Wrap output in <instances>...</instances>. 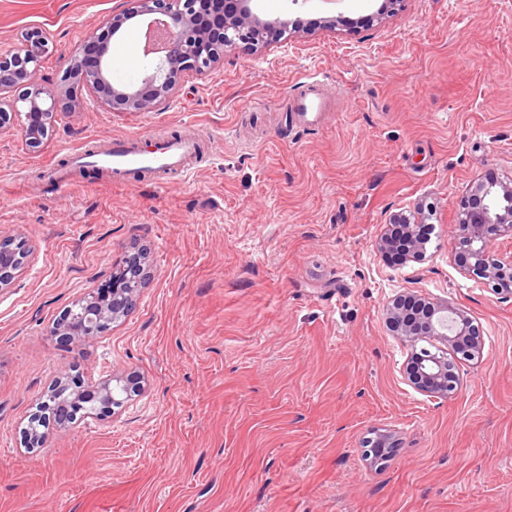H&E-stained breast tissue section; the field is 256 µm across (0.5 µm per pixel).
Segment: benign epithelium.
<instances>
[{
  "label": "benign epithelium",
  "instance_id": "1",
  "mask_svg": "<svg viewBox=\"0 0 512 512\" xmlns=\"http://www.w3.org/2000/svg\"><path fill=\"white\" fill-rule=\"evenodd\" d=\"M134 6L113 14L106 28L88 37L78 55L69 62L57 90L43 87L38 80L41 59L48 51V37L39 28L28 30L20 46L0 51V131L21 122L25 143L32 149L42 146L58 112L68 108L72 89L81 86L98 101L114 109L151 112L162 105L187 72L202 74L224 59V54L243 44L256 47L279 42L285 35L300 32L299 24L286 18L267 20L253 11L252 0H133ZM150 17L148 27L165 30L164 55L154 60L136 87L112 83L108 60L109 43L123 25L138 17ZM16 91L17 97L5 94ZM454 248L456 264L465 274L486 281L491 291L512 298V251L496 253L492 246L500 239L512 240V180L486 175L474 181L461 201ZM420 224L398 212L389 219L381 248H407L406 256L416 259L423 253L425 238L417 235ZM23 249L5 247L0 251V288L9 287L15 271L23 264ZM110 279L120 284L106 294L91 288L78 310H65L54 327V335L77 343L103 335L126 308L137 301L143 281L140 253L112 271ZM387 321L403 338L436 337L450 345L454 354L472 357L480 348V330L466 313L456 307L427 302L411 293L388 305ZM404 377L416 390L430 397H448L459 388L454 363L426 348L411 353ZM53 388H66L69 399L50 401L46 395L36 404L28 420L42 425L65 427L83 413L104 419L142 391L138 376H114L88 393L78 375L65 371ZM24 447L37 452L46 447L48 433L25 427ZM394 445L384 434L370 440L367 455L375 460L388 457Z\"/></svg>",
  "mask_w": 512,
  "mask_h": 512
}]
</instances>
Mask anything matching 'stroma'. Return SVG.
Masks as SVG:
<instances>
[{
    "mask_svg": "<svg viewBox=\"0 0 512 512\" xmlns=\"http://www.w3.org/2000/svg\"><path fill=\"white\" fill-rule=\"evenodd\" d=\"M121 0H0V49L49 37L58 85ZM293 37L187 73L154 112L77 90L38 149L0 131V240L29 256L0 289V512H512V299L453 260L459 205L482 174L512 179V0H254ZM337 19L335 29L321 28ZM143 24L112 40V81L146 72ZM336 98L326 125L287 120L300 82ZM193 135L187 175H83L88 144ZM431 225L419 262L379 242L392 213ZM146 252L132 311L95 340L50 333L86 289ZM415 292L482 330L449 398L416 391L414 346L388 302ZM134 372L112 418L28 416L66 369ZM388 433L375 463L367 438Z\"/></svg>",
    "mask_w": 512,
    "mask_h": 512,
    "instance_id": "obj_1",
    "label": "stroma"
}]
</instances>
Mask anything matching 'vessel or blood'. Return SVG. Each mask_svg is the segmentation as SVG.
<instances>
[{
	"mask_svg": "<svg viewBox=\"0 0 512 512\" xmlns=\"http://www.w3.org/2000/svg\"><path fill=\"white\" fill-rule=\"evenodd\" d=\"M293 107L300 123L319 127L324 124L326 113L332 111L333 103L311 82ZM193 154L194 143L188 138L167 141L148 150L142 147L140 138L127 137L114 140L109 150L98 152L96 162L120 176L142 170L160 179L173 171H185Z\"/></svg>",
	"mask_w": 512,
	"mask_h": 512,
	"instance_id": "b4317fda",
	"label": "vessel or blood"
}]
</instances>
